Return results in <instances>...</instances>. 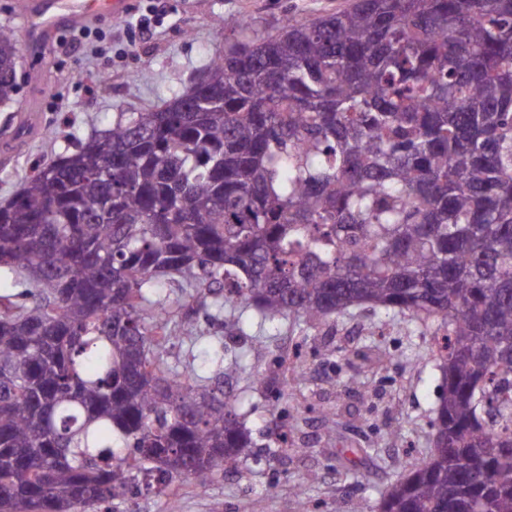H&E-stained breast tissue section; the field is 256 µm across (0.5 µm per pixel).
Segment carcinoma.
I'll return each instance as SVG.
<instances>
[{
	"instance_id": "cac0c4a2",
	"label": "carcinoma",
	"mask_w": 512,
	"mask_h": 512,
	"mask_svg": "<svg viewBox=\"0 0 512 512\" xmlns=\"http://www.w3.org/2000/svg\"><path fill=\"white\" fill-rule=\"evenodd\" d=\"M233 41L161 108L0 205V512H103L250 447L224 386L161 361L163 278L248 335L359 307L442 337L429 456L381 512H512V0H352ZM21 45L0 28V104ZM112 169L111 179L99 177ZM266 349L220 354L222 377Z\"/></svg>"
}]
</instances>
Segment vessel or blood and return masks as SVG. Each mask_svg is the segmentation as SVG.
Wrapping results in <instances>:
<instances>
[{"mask_svg": "<svg viewBox=\"0 0 512 512\" xmlns=\"http://www.w3.org/2000/svg\"><path fill=\"white\" fill-rule=\"evenodd\" d=\"M127 0H28L22 17L31 45L51 39L65 25L77 26L102 17L124 15Z\"/></svg>", "mask_w": 512, "mask_h": 512, "instance_id": "vessel-or-blood-1", "label": "vessel or blood"}]
</instances>
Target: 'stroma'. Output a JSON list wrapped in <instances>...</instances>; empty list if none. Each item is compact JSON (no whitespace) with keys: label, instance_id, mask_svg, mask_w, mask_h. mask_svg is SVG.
<instances>
[{"label":"stroma","instance_id":"stroma-1","mask_svg":"<svg viewBox=\"0 0 512 512\" xmlns=\"http://www.w3.org/2000/svg\"><path fill=\"white\" fill-rule=\"evenodd\" d=\"M350 0H128L123 17L90 22L88 37L72 43L58 31L41 50L21 49L17 92L0 105V121L16 112L33 115L12 156L0 161V203L32 174L35 162L74 150L80 140L111 128L120 113L156 107L190 86L209 60L224 51V21L248 17L262 28L293 16L308 21L345 8ZM157 8L160 21L141 36L136 20ZM172 335L164 360L209 374L216 345L240 351L248 336L224 333V316L199 311L192 326L181 313L168 319ZM408 329L365 310L333 317L304 333L281 324L257 367L274 377L283 350L300 353L304 375L285 397L252 389L249 379L225 380L240 404L252 448L234 468L205 480L177 483L163 495L131 489L112 501V512H298L307 498L315 512H378L380 493L404 476L431 446L430 422L438 405L440 375L420 339L416 361L404 357ZM338 349L326 356L327 346ZM336 433L326 436L325 417ZM287 424L288 450L275 454L280 424Z\"/></svg>","mask_w":512,"mask_h":512}]
</instances>
